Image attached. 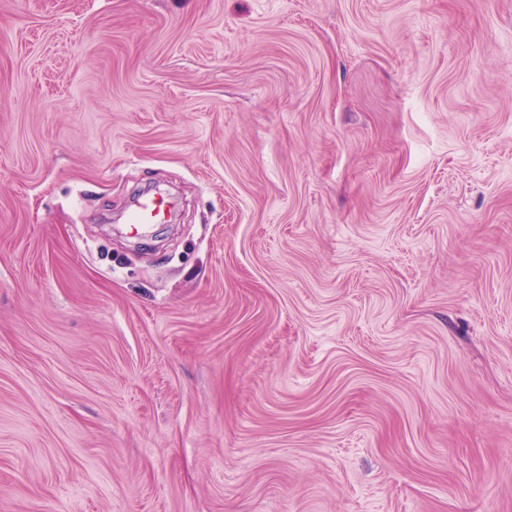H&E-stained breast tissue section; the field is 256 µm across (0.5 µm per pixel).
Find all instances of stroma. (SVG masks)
<instances>
[{
	"instance_id": "stroma-1",
	"label": "stroma",
	"mask_w": 512,
	"mask_h": 512,
	"mask_svg": "<svg viewBox=\"0 0 512 512\" xmlns=\"http://www.w3.org/2000/svg\"><path fill=\"white\" fill-rule=\"evenodd\" d=\"M0 512H512V0H0ZM172 208V201L161 193L143 196L136 201L127 224L138 235L149 224H165Z\"/></svg>"
}]
</instances>
